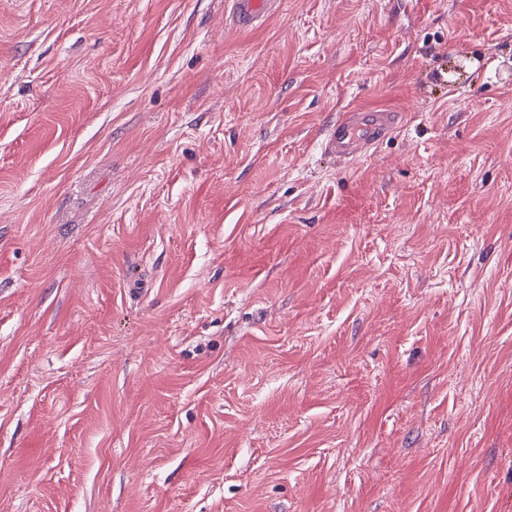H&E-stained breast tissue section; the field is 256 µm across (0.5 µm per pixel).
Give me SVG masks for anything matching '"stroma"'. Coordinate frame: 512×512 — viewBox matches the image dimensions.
<instances>
[{
	"instance_id": "1",
	"label": "stroma",
	"mask_w": 512,
	"mask_h": 512,
	"mask_svg": "<svg viewBox=\"0 0 512 512\" xmlns=\"http://www.w3.org/2000/svg\"><path fill=\"white\" fill-rule=\"evenodd\" d=\"M0 512H512V0H0ZM277 0H233L235 16L242 27H253L262 23L270 14ZM400 115L382 108L354 107L329 126L322 149L342 160L364 157L399 125Z\"/></svg>"
}]
</instances>
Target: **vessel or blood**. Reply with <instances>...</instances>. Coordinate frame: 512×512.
<instances>
[{
  "label": "vessel or blood",
  "instance_id": "b4317fda",
  "mask_svg": "<svg viewBox=\"0 0 512 512\" xmlns=\"http://www.w3.org/2000/svg\"><path fill=\"white\" fill-rule=\"evenodd\" d=\"M274 0H233L238 24L252 27L269 15ZM399 113L382 108L354 107L341 113L321 141L323 150L342 160L366 156L399 125Z\"/></svg>",
  "mask_w": 512,
  "mask_h": 512
}]
</instances>
